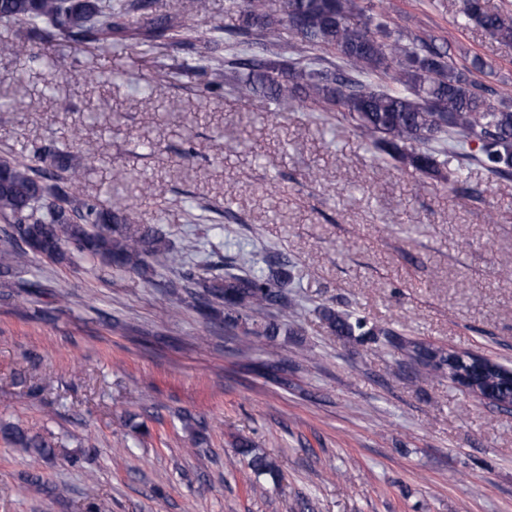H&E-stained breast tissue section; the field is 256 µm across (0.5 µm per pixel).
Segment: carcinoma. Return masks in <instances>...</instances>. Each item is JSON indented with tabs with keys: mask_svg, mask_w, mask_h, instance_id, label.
I'll return each mask as SVG.
<instances>
[{
	"mask_svg": "<svg viewBox=\"0 0 512 512\" xmlns=\"http://www.w3.org/2000/svg\"><path fill=\"white\" fill-rule=\"evenodd\" d=\"M241 13V25L228 32L240 47L237 57L214 58L212 37L205 44L202 68L208 89L228 87L240 96H270L276 102L296 101L314 111L337 113L365 140L373 156L405 172L455 183L447 153L476 144L469 158L493 175L512 174V105L494 103L488 90L460 70L448 53L418 37L391 38L384 24L372 25L356 0H281L279 14L267 11L265 0H231ZM146 7L143 0H0V20L22 23L47 42L87 41L105 48L120 44L156 47L170 34L207 17L208 0H183L181 13L148 26L129 19ZM460 12L502 42H512V17L487 8L484 0H461ZM288 31L292 48L302 56L289 60L265 57L280 46ZM340 63L323 66L326 56ZM60 174L48 176L23 160L0 158V217L9 222L11 245L0 249V276L35 258L51 261H100L133 272L151 283L157 265L179 267V279L169 288H192L199 314L208 319L213 305L224 307V323L249 337L279 335L281 323L261 322L254 314L274 310L280 317L295 312L288 288V265L224 262V273L182 269V256L166 233L136 223L133 210L81 198L71 188L81 167L59 151L48 152ZM319 319L333 336L364 339L387 336L389 343L430 372L459 374L482 392L497 390L496 400L512 403V389L503 374L472 357L448 358L433 344L408 342L392 330H378L353 311L323 307ZM0 438L36 459L54 444L43 435L13 425L0 426ZM237 454L248 459L257 474L274 472L264 456L243 444Z\"/></svg>",
	"mask_w": 512,
	"mask_h": 512,
	"instance_id": "carcinoma-1",
	"label": "carcinoma"
}]
</instances>
